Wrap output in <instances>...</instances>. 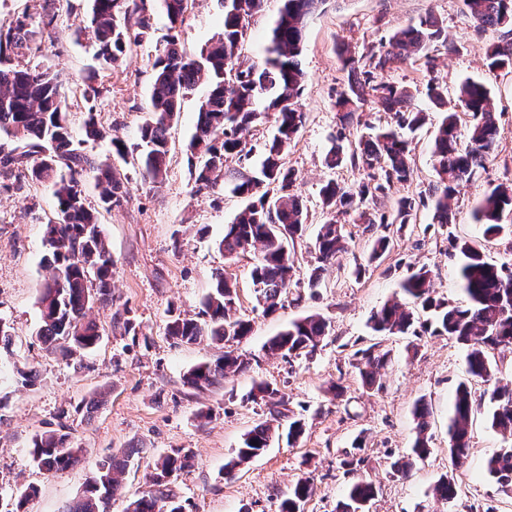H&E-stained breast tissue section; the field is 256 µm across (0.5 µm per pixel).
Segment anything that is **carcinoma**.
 I'll use <instances>...</instances> for the list:
<instances>
[{"label": "carcinoma", "instance_id": "carcinoma-1", "mask_svg": "<svg viewBox=\"0 0 512 512\" xmlns=\"http://www.w3.org/2000/svg\"><path fill=\"white\" fill-rule=\"evenodd\" d=\"M88 25L97 47L96 57L104 69H110L140 42L152 28L143 0H92ZM170 28L183 22L191 0H161ZM223 32L199 53L187 52L176 37H171L153 63L155 70L148 117L140 128L137 163L143 179L159 183L167 174L169 154L167 131L176 120L181 100L201 81L208 92L201 102L189 148L197 158L194 165L198 190L227 185L231 194L246 201L227 225L220 246L224 256L233 257L249 249L258 252L250 277L261 298L263 310L273 313L284 306L292 281L295 260L289 244L302 236L307 219L305 205L292 192L295 174L286 165L285 152L305 122L299 107L304 71L300 60L303 31L307 18L325 0H283V6L271 30L270 43L258 61L240 59L239 46L247 36L251 17L259 12L263 0H222ZM467 16L480 30L499 32L486 50V66L492 74L512 71V0H462ZM29 16L17 18L7 30L0 29V131L17 143L0 148V177L10 180L2 189L20 191L26 181L47 182L57 199L56 216L47 222V254L44 264L49 280L39 297L41 326L38 336L46 347L71 356L92 349L100 338L97 325L87 312L99 302H112V255L105 245L97 218L85 206L84 181L93 176L100 189V207L106 211L120 207L126 200L124 183L111 165L102 163L75 140L62 101L57 73L49 68L13 66L8 52L30 48L35 31ZM448 49V34L443 22L432 14L416 24L391 32L377 51L355 57L343 52L348 68L347 86L336 95L337 119L341 128L364 125L366 133L348 144H333L325 164L334 170L346 164L368 171V180L347 187L334 179L320 188L327 218L317 233L313 250L316 266L308 274L310 295L318 294L325 274L339 265L347 251L343 220L355 216L365 224L372 238L368 260L386 253L392 236L390 227L410 223L424 201L404 196L392 214L376 209L378 200L387 196L396 183L409 181L408 162L411 141L403 130L419 128L424 116L413 109L408 87L390 82L384 74L414 55L424 58L427 71L435 67V53ZM426 95L443 108V117L434 135L432 156L437 174L429 188L433 201V223H451L448 199L456 185L472 178L495 157L500 130L493 112L491 91L486 83L467 79L458 89L457 102L445 100L444 89L434 80L426 84ZM372 101L390 122L373 125L362 122L360 107ZM274 112L276 131L264 145L258 165L248 171L227 174L224 164L233 158H250L253 148L246 135L265 113ZM512 214V185L494 187L474 210L475 220L484 226V235L512 237V224L504 218ZM459 254V278L468 304L452 305L433 296L430 270L412 269L400 284L403 296L433 312L434 333L447 335L466 349L467 374L485 386L483 396L493 406L488 416L490 427L498 431L506 444L486 460L487 473L503 493L512 494V385L497 377V365L490 352L512 349V264L488 259L468 241L454 244ZM238 295L230 279L220 274L202 302L200 323L194 318L177 317L167 325L171 338L194 343L204 336L232 345L249 335L250 323L232 318ZM415 313L400 299L390 300L373 312L369 324L378 335H402L413 332ZM331 324L323 316L312 314L289 323L265 344L268 352L283 359L312 355L330 335ZM359 374L364 387L382 388L377 379L380 369L390 362V354L372 344L357 351ZM251 362L229 348L224 355L190 369L183 385L196 391L209 390L224 382L229 373L250 369ZM268 406L272 420L281 418L285 394L268 382L257 383L250 392ZM481 404L472 398L471 388L459 384L448 419V460L451 470L463 466L468 454V426ZM417 434L407 459L392 462L397 476H405L418 460L431 452L426 431L429 408L423 401L414 410ZM273 433L269 422L256 424L227 464L228 471L249 462L267 446ZM30 454L37 466L47 472L79 463L83 449L58 429L46 430L32 439ZM190 451L175 449L154 462L150 489L131 500L125 512H185V506L172 487L171 476L192 466ZM129 459H112L97 466L82 497L67 512H109L111 499L120 487L119 476ZM308 477L299 478L280 512H302L303 503L313 494ZM37 492L33 486L17 491L10 512H26V505ZM432 494L441 501L457 496L454 477L442 476ZM377 496L371 482L352 483L337 512H369Z\"/></svg>", "mask_w": 512, "mask_h": 512}]
</instances>
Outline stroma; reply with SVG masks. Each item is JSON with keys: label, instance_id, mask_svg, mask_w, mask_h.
Segmentation results:
<instances>
[{"label": "stroma", "instance_id": "1", "mask_svg": "<svg viewBox=\"0 0 512 512\" xmlns=\"http://www.w3.org/2000/svg\"><path fill=\"white\" fill-rule=\"evenodd\" d=\"M91 0H56L54 33L36 37L30 51L12 56V64L44 65L58 73L75 138L83 136L88 111H95L106 137L86 143L98 160L112 163L123 177L127 200L112 211H100L99 222L114 263L112 301L94 304L89 317L102 336L89 353L66 357L46 349L37 331L38 298L48 278L41 266L46 252V221L57 209L49 188L26 184L22 191L0 190V318L12 328L10 349L0 350V512H9L15 493L27 485L39 492L28 512H66L80 495L98 463L131 454L122 487L110 512H124L129 500L148 491L154 458L185 448L195 464L174 476L173 488L186 512H279V505L299 477H310L314 493L304 512H336L347 486L366 479L378 494L370 512H512V495L499 491L485 471V461L503 444L484 413L469 426V456L462 468L448 464V410L459 383L467 381L464 351L448 336H377L369 319L394 298L410 267L432 273L437 297L464 304L457 278L455 242L482 246L488 258L512 263L507 237L485 241L473 218L475 207L496 185L512 183V73H489L486 49L494 31H477L462 11L461 0H325L307 20L302 43L306 73L299 102L306 122L288 149L293 190L308 213L306 231L295 240L297 262L289 297L283 308L265 314L250 278L253 253L225 257L218 247L225 224L243 205L229 191L198 190L188 148L199 106L207 91L199 85L183 98L181 114L168 131L169 165L158 184L142 180L132 161L112 153L113 138L127 144L139 139L147 116L153 82V62L169 34L158 0H145L152 29L131 45L118 68L102 70L87 27ZM443 21L453 52L441 53L434 73L403 63L387 73L389 81L408 86L413 106L427 120L413 135L412 177L395 185L377 203L391 211L404 195L428 190L437 175L431 157L441 112L425 94L429 77H436L448 101H455L460 82H486L500 129L498 155L450 199L452 222L432 221L433 209L419 208L414 223L405 225L378 260H369L368 236L362 225L347 223L349 251L340 268L330 270L317 295H310L306 275L315 265L312 244L325 220L319 190L330 178L355 185L367 172L350 166L331 170L324 157L330 138L344 133L354 140L359 130L341 129L334 102L348 81L341 48L362 54L378 49L397 28L421 17ZM223 26L218 0H194L178 28L181 45L199 51ZM94 78L101 93L86 100L83 86ZM237 285L235 314L250 321V335L237 347L251 361L249 371L230 376L223 386L195 391L182 378L195 365L223 354V345L202 338L179 344L166 331L177 315L197 316L200 303L217 275ZM318 313L331 323V333L312 356L292 361L268 355L264 345L288 323ZM133 320L137 335L125 333ZM389 351L391 363L381 372L380 390L363 387L354 353L371 344ZM33 371V382L23 372ZM265 381L284 392L288 415L305 423L295 443L273 440L260 456L234 472L225 463L242 438L269 417L264 403L248 397L254 383ZM344 394L335 397L333 386ZM425 400L431 408V453L416 462L407 477L391 474L390 465L407 456L416 437L414 405ZM209 412L210 420L199 417ZM64 427L84 450L74 466L39 470L29 453L33 437ZM453 474L459 494L444 502L433 498L435 482Z\"/></svg>", "mask_w": 512, "mask_h": 512}]
</instances>
